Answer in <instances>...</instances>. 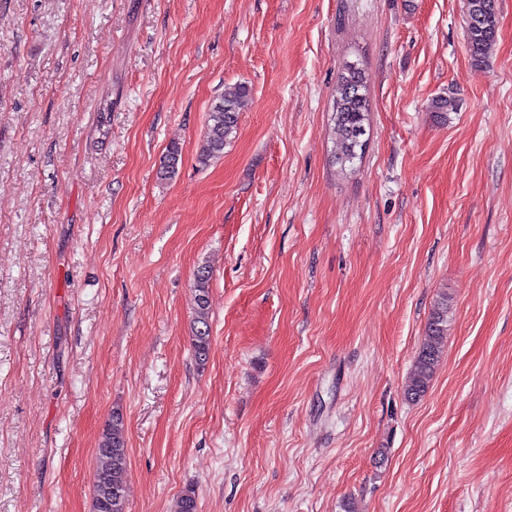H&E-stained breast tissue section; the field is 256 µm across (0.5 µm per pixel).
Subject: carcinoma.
<instances>
[{"mask_svg":"<svg viewBox=\"0 0 512 512\" xmlns=\"http://www.w3.org/2000/svg\"><path fill=\"white\" fill-rule=\"evenodd\" d=\"M498 35L496 0H468L466 37L470 56L475 65L488 58ZM251 100V88L236 83L224 88L208 113L206 132L198 155L202 164L219 158L224 147L236 135L240 114ZM457 110V101L451 96H438L430 103V112L437 121H448V113ZM369 116V100L362 70L353 63L345 65L339 76V93L333 102V122L336 140L334 159L340 168L354 166L365 150ZM210 271L198 267L194 278L195 309L192 325V346L196 358L206 360L210 348ZM448 333V293L438 296L425 328L406 386V395L412 400L422 397L429 387L442 355L443 339ZM128 481V453L125 448L123 420L112 415V423L105 429L96 448L93 512H124L115 507L114 498L125 501ZM173 512H198L195 491L188 489L173 504Z\"/></svg>","mask_w":512,"mask_h":512,"instance_id":"cac0c4a2","label":"carcinoma"}]
</instances>
